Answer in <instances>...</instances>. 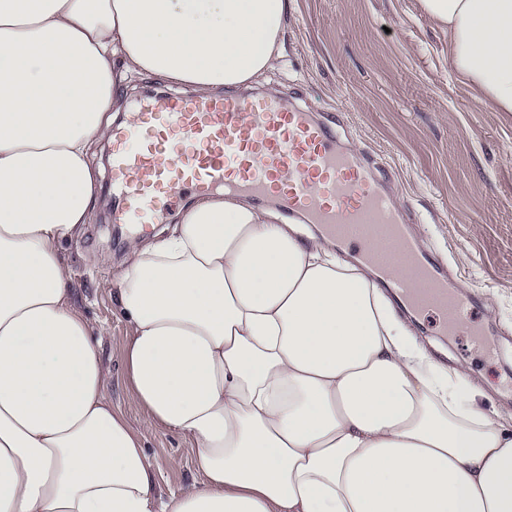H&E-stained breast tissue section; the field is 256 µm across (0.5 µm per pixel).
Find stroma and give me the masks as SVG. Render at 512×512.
Masks as SVG:
<instances>
[{
    "mask_svg": "<svg viewBox=\"0 0 512 512\" xmlns=\"http://www.w3.org/2000/svg\"><path fill=\"white\" fill-rule=\"evenodd\" d=\"M282 65L260 91L310 103L342 146L370 163L423 247L447 262L458 289L476 297L464 329L439 335L434 313L412 325L430 355L465 363L487 407L512 423V113L481 105L448 72V33L423 17L417 0H293ZM109 141L95 143L96 218L65 247L75 298L100 328L99 346L114 407L141 432L155 493L191 485L200 475L191 444L145 423L123 365L128 327L114 303L126 238L115 235ZM111 255L103 263L102 255ZM493 333L503 353H488L468 324Z\"/></svg>",
    "mask_w": 512,
    "mask_h": 512,
    "instance_id": "stroma-1",
    "label": "stroma"
}]
</instances>
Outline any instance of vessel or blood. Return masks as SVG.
Here are the masks:
<instances>
[{
  "label": "vessel or blood",
  "mask_w": 512,
  "mask_h": 512,
  "mask_svg": "<svg viewBox=\"0 0 512 512\" xmlns=\"http://www.w3.org/2000/svg\"><path fill=\"white\" fill-rule=\"evenodd\" d=\"M110 172L115 223L147 230L188 193L275 196L380 273L404 268L393 285L410 308L452 329L468 306L374 172L303 106L192 92L143 100L135 124L112 129Z\"/></svg>",
  "instance_id": "obj_1"
}]
</instances>
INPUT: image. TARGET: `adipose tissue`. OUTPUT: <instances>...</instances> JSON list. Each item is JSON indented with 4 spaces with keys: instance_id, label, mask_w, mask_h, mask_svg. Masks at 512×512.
<instances>
[{
    "instance_id": "adipose-tissue-1",
    "label": "adipose tissue",
    "mask_w": 512,
    "mask_h": 512,
    "mask_svg": "<svg viewBox=\"0 0 512 512\" xmlns=\"http://www.w3.org/2000/svg\"><path fill=\"white\" fill-rule=\"evenodd\" d=\"M512 112V0H419ZM291 0H0V512H512V428L418 344L372 269L232 195L126 244L124 367L199 482L159 499L63 246L95 216L120 87L209 96L281 59ZM189 90L188 88H178L171 85L161 78L154 76H135L130 79L127 86L121 88L120 95L126 106L132 107L138 99L149 95H161L170 92Z\"/></svg>"
}]
</instances>
